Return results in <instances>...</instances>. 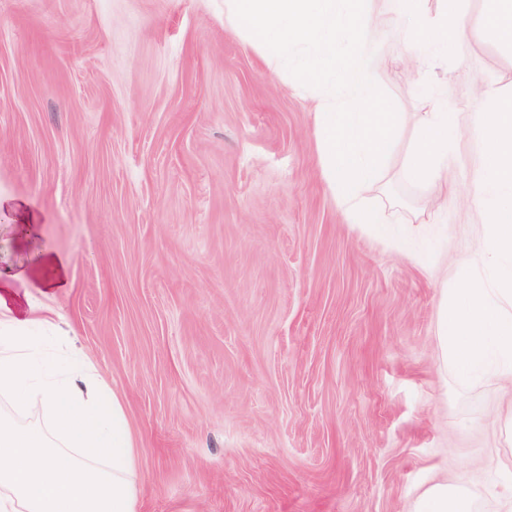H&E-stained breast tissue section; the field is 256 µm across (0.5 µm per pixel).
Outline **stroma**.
<instances>
[{
    "instance_id": "obj_1",
    "label": "stroma",
    "mask_w": 512,
    "mask_h": 512,
    "mask_svg": "<svg viewBox=\"0 0 512 512\" xmlns=\"http://www.w3.org/2000/svg\"><path fill=\"white\" fill-rule=\"evenodd\" d=\"M482 9L451 60L400 15L378 27L399 114L364 196L381 238L329 188L319 90L227 27L224 0H0V273L57 313L51 351L76 346L120 396L138 512H411L439 482L501 512L512 382L460 384L437 336L483 244L484 90L512 83ZM439 110L447 178L420 182ZM421 126L417 149L409 159V173L416 179L440 180L453 139L452 121L448 112H427ZM68 259L62 256H52L48 261V274L41 284V293L55 295L61 288H65L64 270Z\"/></svg>"
}]
</instances>
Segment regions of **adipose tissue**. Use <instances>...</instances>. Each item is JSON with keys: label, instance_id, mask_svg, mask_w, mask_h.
I'll return each mask as SVG.
<instances>
[{"label": "adipose tissue", "instance_id": "1", "mask_svg": "<svg viewBox=\"0 0 512 512\" xmlns=\"http://www.w3.org/2000/svg\"><path fill=\"white\" fill-rule=\"evenodd\" d=\"M409 173L443 177L447 113L421 120ZM0 289V512H137L135 442L124 406L82 355L59 360L36 320ZM413 512H472L464 487L439 484Z\"/></svg>", "mask_w": 512, "mask_h": 512}]
</instances>
